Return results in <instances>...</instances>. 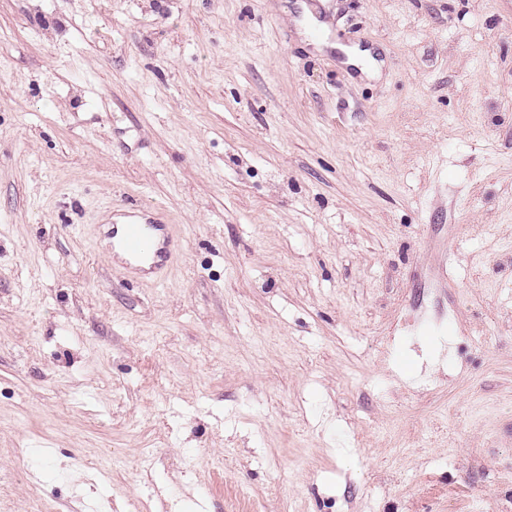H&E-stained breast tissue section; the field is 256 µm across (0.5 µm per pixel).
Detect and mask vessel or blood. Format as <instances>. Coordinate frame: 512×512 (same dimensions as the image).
Segmentation results:
<instances>
[{
  "label": "vessel or blood",
  "mask_w": 512,
  "mask_h": 512,
  "mask_svg": "<svg viewBox=\"0 0 512 512\" xmlns=\"http://www.w3.org/2000/svg\"><path fill=\"white\" fill-rule=\"evenodd\" d=\"M122 221L107 236L109 252L118 259L127 276L161 281L179 247L161 208L144 202L121 212Z\"/></svg>",
  "instance_id": "1"
}]
</instances>
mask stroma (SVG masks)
<instances>
[{"mask_svg": "<svg viewBox=\"0 0 512 512\" xmlns=\"http://www.w3.org/2000/svg\"><path fill=\"white\" fill-rule=\"evenodd\" d=\"M43 497L512 512V0H0V512ZM347 60L344 62L347 65H351L357 67L359 64V60L365 57V62L362 64L361 73L368 79L378 78L380 75V65L379 63L371 57V52L369 50H355V51H346ZM120 216L124 221L112 224L106 233L112 240V260L121 262L127 277L161 281L179 247L162 209L141 202L126 207Z\"/></svg>", "mask_w": 512, "mask_h": 512, "instance_id": "1", "label": "stroma"}]
</instances>
